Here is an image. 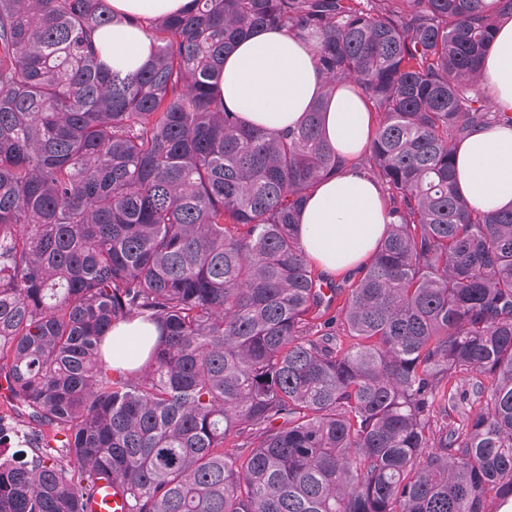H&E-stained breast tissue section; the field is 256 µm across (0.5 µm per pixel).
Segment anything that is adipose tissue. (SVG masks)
I'll return each instance as SVG.
<instances>
[{"label":"adipose tissue","instance_id":"1","mask_svg":"<svg viewBox=\"0 0 512 512\" xmlns=\"http://www.w3.org/2000/svg\"><path fill=\"white\" fill-rule=\"evenodd\" d=\"M124 25L95 36L101 61L132 73L150 57L151 42L136 18L181 11L188 0H108ZM480 86L495 109L512 112V20L500 27L482 66ZM219 89L226 108L255 127L285 131L300 124L323 90L309 42L284 29L259 28L224 58ZM323 128L345 167L320 180L299 214L298 238L309 259L327 276L355 273L372 258L391 221L380 184L360 166L373 116L354 85L342 84L326 102ZM457 185L476 208L512 206V126L472 130L455 145Z\"/></svg>","mask_w":512,"mask_h":512}]
</instances>
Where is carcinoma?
<instances>
[{"label":"carcinoma","mask_w":512,"mask_h":512,"mask_svg":"<svg viewBox=\"0 0 512 512\" xmlns=\"http://www.w3.org/2000/svg\"><path fill=\"white\" fill-rule=\"evenodd\" d=\"M512 0H190L107 68L108 0H0V377L36 426L0 512H491L512 499V207L456 188L455 143L511 124L480 90ZM257 27L315 39L323 97L286 132L224 107ZM379 117L392 222L338 287L296 234L344 165L324 97ZM156 336L131 370L106 339ZM469 376L477 409L452 382ZM101 61L123 74L140 69L150 58V39L134 25H112L95 36ZM143 336H157V333L154 326L144 324L138 319L120 324L112 329V368L128 369L133 367L134 361L129 359L133 356L127 351L125 343H137L140 351V338L143 340ZM85 512H127L125 495L117 486L105 487L102 493L97 492L87 503Z\"/></svg>","instance_id":"obj_1"}]
</instances>
